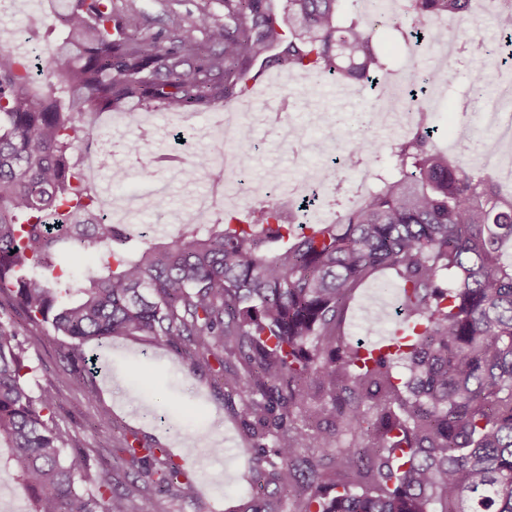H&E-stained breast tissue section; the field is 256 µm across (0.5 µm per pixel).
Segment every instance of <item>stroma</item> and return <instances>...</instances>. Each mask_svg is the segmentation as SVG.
Returning <instances> with one entry per match:
<instances>
[{"label":"stroma","mask_w":512,"mask_h":512,"mask_svg":"<svg viewBox=\"0 0 512 512\" xmlns=\"http://www.w3.org/2000/svg\"><path fill=\"white\" fill-rule=\"evenodd\" d=\"M200 3L201 0H135L134 5L146 26L155 32L171 20L195 16ZM51 22L47 0H31L25 9L18 8L14 0H0V26L32 32V45L43 57L48 54V44L41 33ZM450 65L457 72L454 83L430 98L437 127L435 138L442 146L460 134L484 131L482 115L487 100L497 99L501 83L512 77V67L491 63L488 97L475 101L469 92L466 65L456 57ZM335 89V81L322 80L309 93L298 95L296 104L288 110L294 131L327 144L344 145L359 137L361 126L357 118L374 111L377 95L366 92L340 99ZM285 92L282 86L268 89L264 96L256 98L253 112L244 119L251 129L253 144L247 180L229 186L239 204L250 202V183L268 180L273 174L288 183L304 177L311 165L329 159L325 153L295 156L268 121L266 104L281 101ZM208 122L205 112L182 122L159 114L153 122L157 139L142 149L139 160L127 161L121 190L141 193L163 182L167 185L170 213L182 215L189 211L193 196L206 189L207 176L185 182L169 175H154L148 168L149 159L152 153L165 150L188 157L208 146ZM384 278L385 285L369 280L357 288L346 317L348 341L369 346L379 337H391L399 328L397 284L393 273H385ZM370 319L386 321L383 334L369 331L366 322ZM0 321L11 324L26 340V355L34 369L32 388L51 387L63 395L56 420L69 433L70 447L83 450L95 461L107 459L115 487H136V503L144 512H240L252 504L259 512H296L295 490H275L268 495L257 490L256 471L267 467L274 451L253 448L244 426L224 400V385L217 370L189 368L179 353L158 345L150 337L116 336L97 351L102 370L93 379L97 395L91 399L83 388L71 382L52 334L30 325L22 311L7 302L0 304ZM106 412L111 413L114 425L121 431H135L143 442L169 448L176 461L181 462L194 494L175 487L160 495L153 485L135 483L134 472L123 455L117 452L109 435L97 428L99 416Z\"/></svg>","instance_id":"35a3bbf8"}]
</instances>
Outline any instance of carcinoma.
I'll list each match as a JSON object with an SVG mask.
<instances>
[{"label": "carcinoma", "instance_id": "obj_1", "mask_svg": "<svg viewBox=\"0 0 512 512\" xmlns=\"http://www.w3.org/2000/svg\"><path fill=\"white\" fill-rule=\"evenodd\" d=\"M45 66L0 48V297L60 337L73 381L88 389L93 347L150 336L196 368L215 359L224 399L255 446L282 466L258 471L281 488L302 481L297 512H512V195L493 168H469L494 147L490 132L453 156L434 141L430 106L391 141L377 184L329 224H309L267 199L159 245L99 215L100 190L73 161L109 136L95 112L168 109L187 118L248 94L270 69L335 74L372 87L386 75L365 22H342L341 0H209L196 17L150 32L136 8L112 0H49ZM471 0H407L391 20L409 37L438 16L459 22L466 46ZM481 44L468 59L470 93L485 95ZM455 72L431 68L447 87ZM241 154L246 125L225 132ZM380 147L365 136L342 153L355 171ZM213 150L180 166L191 181ZM95 253L87 284L64 259ZM394 271L402 328L393 352L343 340L347 304L365 281ZM25 341L0 323V442L12 449L33 512H138L88 455L64 457L62 396L34 391ZM328 397L303 427L296 414ZM335 426H324L327 419ZM117 450L165 494L183 475L167 449Z\"/></svg>", "mask_w": 512, "mask_h": 512}]
</instances>
